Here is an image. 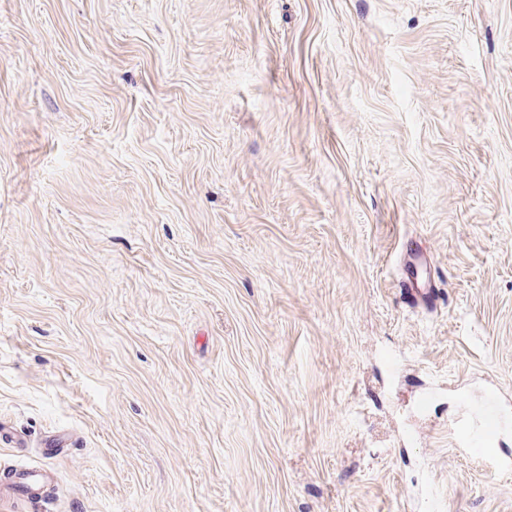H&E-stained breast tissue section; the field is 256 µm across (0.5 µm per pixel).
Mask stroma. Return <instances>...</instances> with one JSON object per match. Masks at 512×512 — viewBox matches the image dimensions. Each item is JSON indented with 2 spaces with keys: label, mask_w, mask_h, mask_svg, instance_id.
Here are the masks:
<instances>
[{
  "label": "stroma",
  "mask_w": 512,
  "mask_h": 512,
  "mask_svg": "<svg viewBox=\"0 0 512 512\" xmlns=\"http://www.w3.org/2000/svg\"><path fill=\"white\" fill-rule=\"evenodd\" d=\"M490 391L512 0H0V512H512ZM434 261L426 254L410 250L406 253L403 272L406 278L401 281L402 302L409 307L434 309L437 306V294L433 282ZM451 430L455 434V447L459 452L465 454H477L483 456L489 462H493L503 472L512 469V459L502 458L495 448H489L487 443L482 442L478 429L469 423H457ZM482 447V448H477ZM53 473L48 465L39 470L20 469L12 471L10 480L0 486V496L16 495L27 502L39 501L44 488L52 482Z\"/></svg>",
  "instance_id": "1"
}]
</instances>
